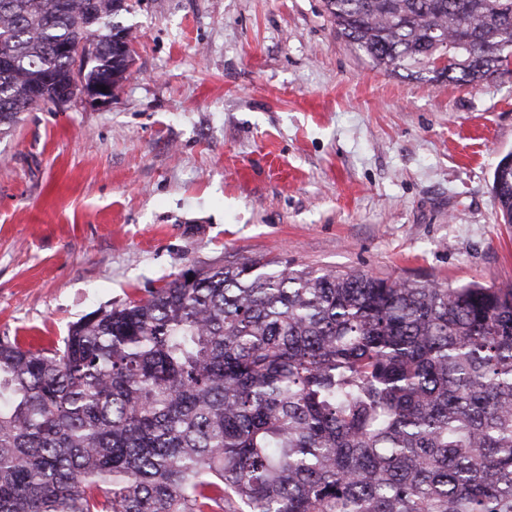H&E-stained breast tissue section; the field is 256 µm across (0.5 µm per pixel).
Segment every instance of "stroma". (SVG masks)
Wrapping results in <instances>:
<instances>
[{"label": "stroma", "mask_w": 512, "mask_h": 512, "mask_svg": "<svg viewBox=\"0 0 512 512\" xmlns=\"http://www.w3.org/2000/svg\"><path fill=\"white\" fill-rule=\"evenodd\" d=\"M134 64L0 138V336L40 350L100 308L240 257L512 284L495 168L512 70L390 73L323 0H127Z\"/></svg>", "instance_id": "1"}]
</instances>
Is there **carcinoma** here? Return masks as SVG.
<instances>
[{"label":"carcinoma","mask_w":512,"mask_h":512,"mask_svg":"<svg viewBox=\"0 0 512 512\" xmlns=\"http://www.w3.org/2000/svg\"><path fill=\"white\" fill-rule=\"evenodd\" d=\"M324 5L392 73L474 89L512 64V0ZM92 9L82 80L119 85L121 5L0 0L1 136L69 82ZM492 190L512 224V153ZM0 512H512V284L244 258L53 349L0 336Z\"/></svg>","instance_id":"cac0c4a2"}]
</instances>
